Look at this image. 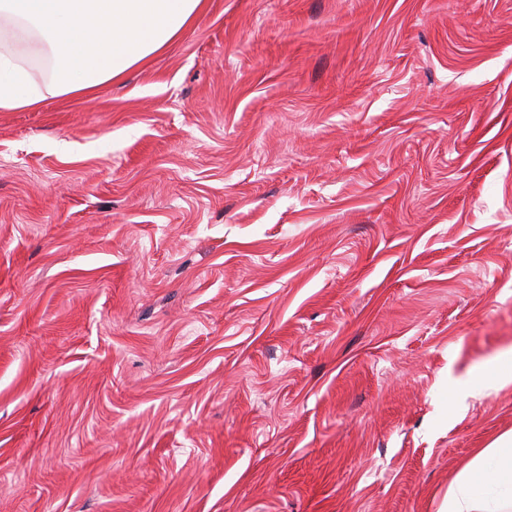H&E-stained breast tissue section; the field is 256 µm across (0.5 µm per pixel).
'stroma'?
<instances>
[{
	"label": "stroma",
	"instance_id": "stroma-1",
	"mask_svg": "<svg viewBox=\"0 0 512 512\" xmlns=\"http://www.w3.org/2000/svg\"><path fill=\"white\" fill-rule=\"evenodd\" d=\"M510 354L512 0H205L0 112V512H439Z\"/></svg>",
	"mask_w": 512,
	"mask_h": 512
}]
</instances>
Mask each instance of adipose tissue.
Masks as SVG:
<instances>
[{
  "instance_id": "1",
  "label": "adipose tissue",
  "mask_w": 512,
  "mask_h": 512,
  "mask_svg": "<svg viewBox=\"0 0 512 512\" xmlns=\"http://www.w3.org/2000/svg\"><path fill=\"white\" fill-rule=\"evenodd\" d=\"M204 0H0V111L87 95L125 77L189 28ZM47 57L37 85L29 58ZM440 512H512V436L456 476Z\"/></svg>"
}]
</instances>
